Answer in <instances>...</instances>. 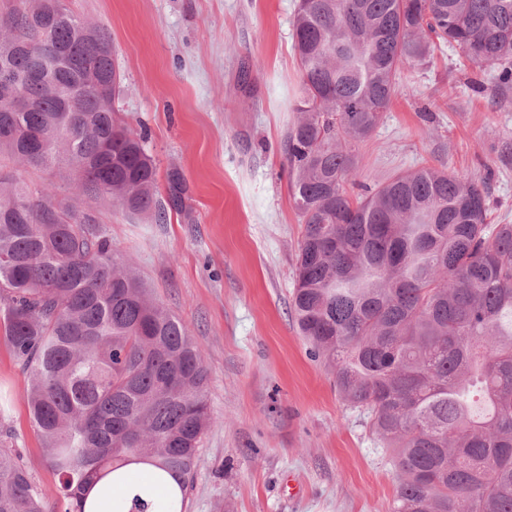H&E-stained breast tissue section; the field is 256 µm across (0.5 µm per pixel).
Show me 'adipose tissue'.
<instances>
[{"mask_svg": "<svg viewBox=\"0 0 512 512\" xmlns=\"http://www.w3.org/2000/svg\"><path fill=\"white\" fill-rule=\"evenodd\" d=\"M177 482L171 477L157 479L151 465L128 466L119 481L104 478L89 491L84 512H126V500L138 497L149 503V512H169L170 493Z\"/></svg>", "mask_w": 512, "mask_h": 512, "instance_id": "obj_1", "label": "adipose tissue"}]
</instances>
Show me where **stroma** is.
Instances as JSON below:
<instances>
[{
    "label": "stroma",
    "instance_id": "1",
    "mask_svg": "<svg viewBox=\"0 0 512 512\" xmlns=\"http://www.w3.org/2000/svg\"><path fill=\"white\" fill-rule=\"evenodd\" d=\"M298 0H66L109 31L123 76L118 118L157 168L186 182L164 223L75 197L121 259L196 337L212 424L185 512H391L398 472L310 354L290 308L303 226L288 193L285 139L299 67ZM428 166L486 182L489 221L512 224V87L452 49L409 68L358 158L362 188ZM28 376L0 334V429L61 512L57 475L24 400Z\"/></svg>",
    "mask_w": 512,
    "mask_h": 512
}]
</instances>
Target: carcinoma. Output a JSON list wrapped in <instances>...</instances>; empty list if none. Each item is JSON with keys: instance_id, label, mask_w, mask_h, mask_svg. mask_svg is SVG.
Here are the masks:
<instances>
[{"instance_id": "obj_1", "label": "carcinoma", "mask_w": 512, "mask_h": 512, "mask_svg": "<svg viewBox=\"0 0 512 512\" xmlns=\"http://www.w3.org/2000/svg\"><path fill=\"white\" fill-rule=\"evenodd\" d=\"M8 2L0 62L19 40L64 51L67 65L36 74L15 59L27 109L0 96V160L60 167L79 194L164 221L154 161L115 118L110 35L87 33L64 0ZM292 27L299 332L392 450V512H512V224L487 223L484 183L432 167L350 193L404 69L449 45L493 69L496 85L512 83V0H298ZM184 191L170 172V208L183 210ZM0 328L29 377L26 403L63 512H83L88 486L140 460L187 490L211 425L200 345L92 213L1 169ZM7 439L0 431V512H43L44 491Z\"/></svg>"}]
</instances>
